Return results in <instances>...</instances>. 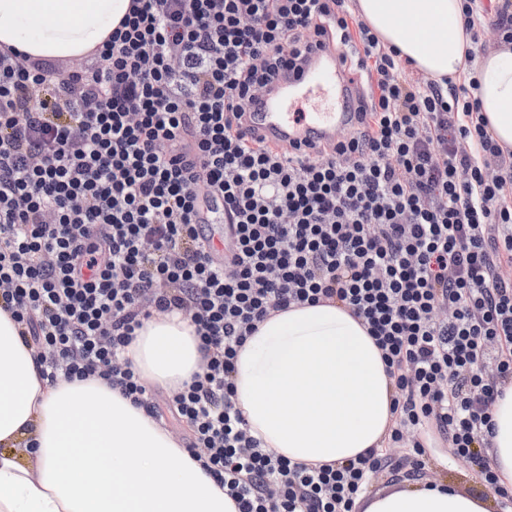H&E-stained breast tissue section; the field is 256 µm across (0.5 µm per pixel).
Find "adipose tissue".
<instances>
[{
	"label": "adipose tissue",
	"mask_w": 512,
	"mask_h": 512,
	"mask_svg": "<svg viewBox=\"0 0 512 512\" xmlns=\"http://www.w3.org/2000/svg\"><path fill=\"white\" fill-rule=\"evenodd\" d=\"M130 0H0V46L39 61L93 57ZM381 42L433 79L464 70L462 0H357ZM487 129L512 150V46L475 62ZM128 355L144 384L173 390L199 371V340L178 312L145 320ZM235 403L252 436L294 463H342L380 448L395 390L365 327L337 303L294 306L239 349ZM495 463L512 489V385L491 407ZM361 512H487L439 485L360 499ZM0 512H235L178 438L97 378L49 382L0 309Z\"/></svg>",
	"instance_id": "obj_1"
}]
</instances>
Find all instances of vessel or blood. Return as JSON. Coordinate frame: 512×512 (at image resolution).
<instances>
[{"instance_id":"b4317fda","label":"vessel or blood","mask_w":512,"mask_h":512,"mask_svg":"<svg viewBox=\"0 0 512 512\" xmlns=\"http://www.w3.org/2000/svg\"><path fill=\"white\" fill-rule=\"evenodd\" d=\"M308 58L301 73L275 83L261 96L263 109L256 113L255 125L271 146L313 138L333 142L349 125L343 105L351 92L362 88V80L343 74L334 51L315 47Z\"/></svg>"}]
</instances>
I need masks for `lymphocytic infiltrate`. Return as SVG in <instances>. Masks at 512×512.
I'll use <instances>...</instances> for the list:
<instances>
[{
    "instance_id": "obj_1",
    "label": "lymphocytic infiltrate",
    "mask_w": 512,
    "mask_h": 512,
    "mask_svg": "<svg viewBox=\"0 0 512 512\" xmlns=\"http://www.w3.org/2000/svg\"><path fill=\"white\" fill-rule=\"evenodd\" d=\"M350 0H131L95 64L55 70L0 50V307L47 367L149 393L122 350L154 313L188 316L202 365L169 405L187 450L238 512H353L386 449L290 463L233 400L237 350L290 305L337 303L382 352L396 398L388 446L424 434L504 500L490 407L512 384V152L476 80L412 76ZM466 63L484 25L512 43V0H464ZM326 37L372 85L318 160L254 137L257 89ZM223 207L224 252L204 213Z\"/></svg>"
}]
</instances>
